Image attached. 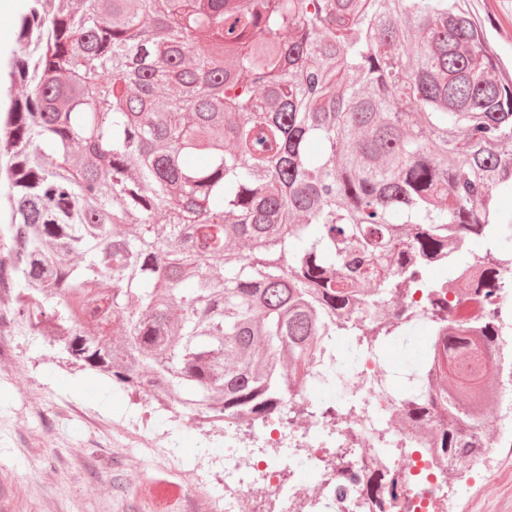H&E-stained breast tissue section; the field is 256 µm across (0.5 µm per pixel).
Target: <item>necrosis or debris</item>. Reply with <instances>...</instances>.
Returning a JSON list of instances; mask_svg holds the SVG:
<instances>
[{
	"label": "necrosis or debris",
	"mask_w": 512,
	"mask_h": 512,
	"mask_svg": "<svg viewBox=\"0 0 512 512\" xmlns=\"http://www.w3.org/2000/svg\"><path fill=\"white\" fill-rule=\"evenodd\" d=\"M383 372L377 358L367 356L355 382L368 393L366 420L380 429L398 416L397 402L382 396ZM502 406L503 413L476 428L481 450L469 464L485 484L495 479L500 466L506 438L503 414L512 411V387L503 390ZM356 431L347 423H292L279 414L245 437L236 420H225L224 512H456L448 493L450 464L428 436L406 430L384 454L372 455L364 445L337 456V448ZM303 453L314 475L310 486L285 480L280 467L288 457ZM395 478L406 487L397 499L387 492Z\"/></svg>",
	"instance_id": "obj_1"
}]
</instances>
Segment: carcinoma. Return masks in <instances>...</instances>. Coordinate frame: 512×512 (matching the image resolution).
<instances>
[{"mask_svg":"<svg viewBox=\"0 0 512 512\" xmlns=\"http://www.w3.org/2000/svg\"><path fill=\"white\" fill-rule=\"evenodd\" d=\"M17 41L0 285L25 335L252 428L308 385L332 392L290 416L359 418L338 341L359 361L426 323L396 426L477 452L506 369L512 71L468 0H30ZM473 265L474 326L431 303Z\"/></svg>","mask_w":512,"mask_h":512,"instance_id":"cac0c4a2","label":"carcinoma"}]
</instances>
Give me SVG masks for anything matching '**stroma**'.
<instances>
[{
    "label": "stroma",
    "instance_id": "stroma-1",
    "mask_svg": "<svg viewBox=\"0 0 512 512\" xmlns=\"http://www.w3.org/2000/svg\"><path fill=\"white\" fill-rule=\"evenodd\" d=\"M469 3L512 69V0ZM60 357L0 309V512H152L143 491L160 479L197 492L173 512H213L224 495L223 437L188 414L160 423ZM457 500V512H512V450L497 485L460 489Z\"/></svg>",
    "mask_w": 512,
    "mask_h": 512
}]
</instances>
